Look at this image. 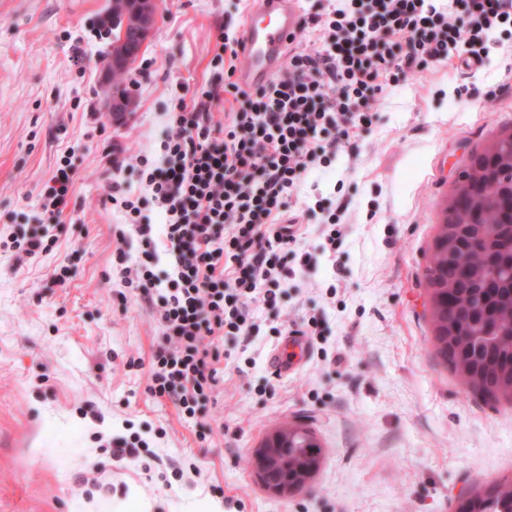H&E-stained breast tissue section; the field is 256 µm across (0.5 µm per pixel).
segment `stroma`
Instances as JSON below:
<instances>
[{
    "mask_svg": "<svg viewBox=\"0 0 512 512\" xmlns=\"http://www.w3.org/2000/svg\"><path fill=\"white\" fill-rule=\"evenodd\" d=\"M109 4L0 0V512H109L133 492L149 512H456L460 494L512 479V401L472 393L442 363L424 279L460 172L512 129V33L490 34L480 68L453 60L400 80L354 145L306 175L288 289L256 309L249 348L225 339L224 385L186 420L146 390L159 330L115 262L122 215L109 196L116 180L142 192L135 158L159 156L178 99L227 84L215 34L242 35L254 2L160 0L118 123L102 69ZM114 146L128 156L119 172ZM69 150L78 177L52 247L4 245L44 222L40 191ZM329 207L337 226L323 222ZM312 318L304 358L274 374L276 325ZM293 420L323 460L311 490L287 501L248 459Z\"/></svg>",
    "mask_w": 512,
    "mask_h": 512,
    "instance_id": "1",
    "label": "stroma"
}]
</instances>
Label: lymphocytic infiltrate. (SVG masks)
Returning <instances> with one entry per match:
<instances>
[{
	"instance_id": "obj_1",
	"label": "lymphocytic infiltrate",
	"mask_w": 512,
	"mask_h": 512,
	"mask_svg": "<svg viewBox=\"0 0 512 512\" xmlns=\"http://www.w3.org/2000/svg\"><path fill=\"white\" fill-rule=\"evenodd\" d=\"M505 26L512 0H323L302 24L315 41L293 46L279 78L250 89L227 83L237 107L223 122L211 112L217 88L178 103L159 158L139 159L145 195L112 185L125 220L117 240L141 242L134 257L117 249V263L160 330L147 386L153 398L196 417L224 381L225 337L249 341L254 307H276L288 286L286 259L301 236L292 199L307 172L352 142L401 77L454 58L482 66L490 33ZM76 176L64 160L41 194L50 221L15 239L19 250L49 249ZM149 201L164 219L161 246L143 220ZM164 255L170 271L162 279L155 267Z\"/></svg>"
}]
</instances>
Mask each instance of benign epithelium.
Returning a JSON list of instances; mask_svg holds the SVG:
<instances>
[{"instance_id": "1", "label": "benign epithelium", "mask_w": 512, "mask_h": 512, "mask_svg": "<svg viewBox=\"0 0 512 512\" xmlns=\"http://www.w3.org/2000/svg\"><path fill=\"white\" fill-rule=\"evenodd\" d=\"M158 12L159 0H122V7L109 15V25L117 38L112 41V55L103 60L107 71L115 73L129 68L156 26ZM133 103L131 88L121 84L113 86V120L121 121ZM305 434L303 427L290 423L270 431L253 449L252 467L268 493L288 499L312 487L321 463V449H306L305 464L298 469L297 475L288 474V452L294 447V437Z\"/></svg>"}]
</instances>
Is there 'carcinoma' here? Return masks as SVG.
I'll list each match as a JSON object with an SVG mask.
<instances>
[{"label":"carcinoma","mask_w":512,"mask_h":512,"mask_svg":"<svg viewBox=\"0 0 512 512\" xmlns=\"http://www.w3.org/2000/svg\"><path fill=\"white\" fill-rule=\"evenodd\" d=\"M448 196L426 268L435 347L465 383L512 398V133L473 155ZM480 512H512V482L491 484Z\"/></svg>","instance_id":"carcinoma-1"}]
</instances>
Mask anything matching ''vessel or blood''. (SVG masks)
<instances>
[{
	"label": "vessel or blood",
	"mask_w": 512,
	"mask_h": 512,
	"mask_svg": "<svg viewBox=\"0 0 512 512\" xmlns=\"http://www.w3.org/2000/svg\"><path fill=\"white\" fill-rule=\"evenodd\" d=\"M301 23L297 0H257L244 26L247 63L239 74L244 86L266 83L285 60L288 36Z\"/></svg>",
	"instance_id": "vessel-or-blood-1"
}]
</instances>
